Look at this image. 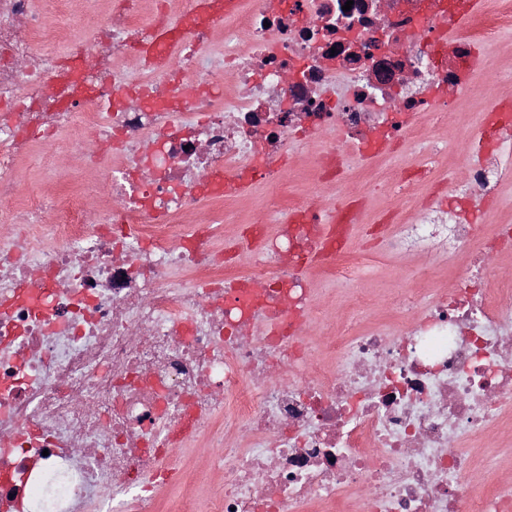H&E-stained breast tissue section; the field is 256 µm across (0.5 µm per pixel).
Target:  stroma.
Listing matches in <instances>:
<instances>
[{"instance_id": "obj_1", "label": "stroma", "mask_w": 512, "mask_h": 512, "mask_svg": "<svg viewBox=\"0 0 512 512\" xmlns=\"http://www.w3.org/2000/svg\"><path fill=\"white\" fill-rule=\"evenodd\" d=\"M512 100V30L501 33L499 39L480 50V63L471 75L470 90L458 95V111L449 113L448 123L432 126L431 138L438 141L442 150L434 164L435 178L448 175V163L466 139L475 137L480 130L482 114L490 99ZM78 125H71L61 134V149H36L33 156L25 158L20 174L31 190L52 193L56 174L61 169H71L77 164L75 150L78 144ZM411 157L394 159L382 157L366 159L352 157V176L344 187L346 195L358 198L369 195L370 210L362 224L353 233L354 249H362L371 242V232L380 213L387 207L385 194L370 192V185L379 171L394 166L408 167ZM271 190L264 185L251 186L237 206L236 211L204 208L188 217L187 225L214 224L222 236L235 237L251 222L264 221L266 200ZM434 265L436 277L432 284L419 286L417 270ZM310 286L321 303V320L333 331L353 335L367 331L375 325L393 328L398 319L387 303L395 290L422 287V302L430 304L440 294L454 288L456 281L447 261L430 260L418 252L401 255H379L362 267L348 283H338L322 277L317 270L309 272ZM467 448L475 461L476 474L469 486L477 494L490 484L502 481L512 483V428L505 426L494 432L468 441ZM174 462L180 480L163 489L162 512H177L184 496H193L198 504H205L224 489V473L215 465L206 445L194 444L178 449Z\"/></svg>"}]
</instances>
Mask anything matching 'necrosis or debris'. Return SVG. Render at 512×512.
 I'll list each match as a JSON object with an SVG mask.
<instances>
[{"label":"necrosis or debris","mask_w":512,"mask_h":512,"mask_svg":"<svg viewBox=\"0 0 512 512\" xmlns=\"http://www.w3.org/2000/svg\"><path fill=\"white\" fill-rule=\"evenodd\" d=\"M71 2L0 0V512H159L166 463L192 438L224 469L210 512H512L511 485L469 494L463 446L512 421V279L486 263L512 228L467 218L507 176L512 101L451 197L401 194L432 173L421 117L446 122L449 86L512 28V0L451 40L436 34L450 0H248L217 65L206 27L170 59L136 50L144 10L167 21L168 0H112L88 42L47 22ZM53 41L64 58L44 55ZM131 55L134 75L118 66ZM75 114L95 191L73 176L28 192L19 159L58 146ZM406 144L415 170L379 177L383 248L448 260L459 286L425 310L401 291L395 334L309 336V255L323 245V273L354 276L363 199L332 212L273 197L282 219L250 225L246 268L214 225L179 229L198 207L233 208L243 184L279 187L297 146H315L324 188L352 154Z\"/></svg>","instance_id":"obj_1"}]
</instances>
